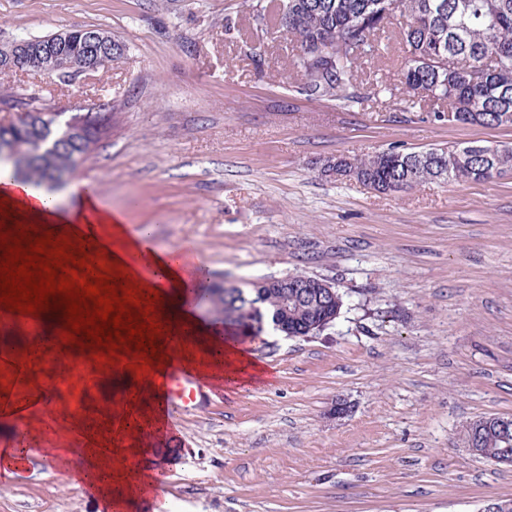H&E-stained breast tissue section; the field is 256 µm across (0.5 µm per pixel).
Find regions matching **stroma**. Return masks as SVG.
I'll return each instance as SVG.
<instances>
[{"mask_svg": "<svg viewBox=\"0 0 512 512\" xmlns=\"http://www.w3.org/2000/svg\"><path fill=\"white\" fill-rule=\"evenodd\" d=\"M80 27L109 32L124 58L68 84L0 73V103L64 117L108 104L112 127L74 181L94 182L158 247L192 240L205 284L306 274L346 305L313 337L244 339L266 383L230 391L182 356L212 391L159 431L148 393L112 403L92 365L73 364L84 345L56 351L54 373L86 389L87 410L51 424L27 416L30 445L49 425L73 432L95 466L79 480L37 471L16 484L9 463L0 512H103L115 500L156 512L110 453L149 436L170 512H479L512 499V466L464 442L473 420L512 416V172L381 194L321 170L331 156L394 147L512 145V127L451 125L429 101L407 109L382 96L347 110L309 98L295 39L255 23L245 0H0V47ZM402 57L390 32L362 79L395 82Z\"/></svg>", "mask_w": 512, "mask_h": 512, "instance_id": "35a3bbf8", "label": "stroma"}]
</instances>
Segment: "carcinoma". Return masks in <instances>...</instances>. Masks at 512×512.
I'll list each match as a JSON object with an SVG mask.
<instances>
[{
  "label": "carcinoma",
  "instance_id": "carcinoma-1",
  "mask_svg": "<svg viewBox=\"0 0 512 512\" xmlns=\"http://www.w3.org/2000/svg\"><path fill=\"white\" fill-rule=\"evenodd\" d=\"M252 17L272 19L297 40V66L309 97L338 101L348 107L389 91L406 102L420 98L447 106L462 124L512 126V0H254ZM400 27L404 56L399 82L386 87L359 80L362 59L387 49L385 34ZM84 29H71L70 78L85 70ZM110 112H78L66 120L55 112H26L15 124L0 126V167L10 177L55 195L84 160L91 144L106 133ZM462 146L423 151L394 149L352 158L356 180L386 193L434 181L480 182L495 166L512 171V146L504 145L495 162L479 153L464 155ZM288 293V316L279 310ZM203 302L224 314V323L258 333L274 320L287 319L288 331L305 333L310 325L339 316L342 293H324L319 278L306 288H248L214 285L203 289ZM486 459H512V440L493 434L484 439Z\"/></svg>",
  "mask_w": 512,
  "mask_h": 512
}]
</instances>
